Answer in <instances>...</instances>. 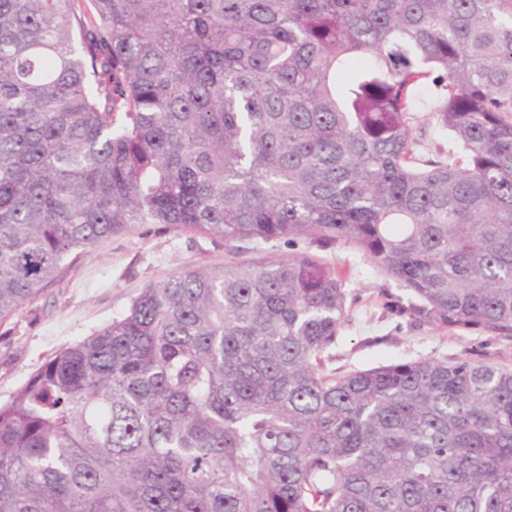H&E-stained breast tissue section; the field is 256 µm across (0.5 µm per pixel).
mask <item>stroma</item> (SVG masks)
Listing matches in <instances>:
<instances>
[{
    "instance_id": "stroma-1",
    "label": "stroma",
    "mask_w": 512,
    "mask_h": 512,
    "mask_svg": "<svg viewBox=\"0 0 512 512\" xmlns=\"http://www.w3.org/2000/svg\"><path fill=\"white\" fill-rule=\"evenodd\" d=\"M308 256L335 269L346 295L347 316L329 349L326 367L343 375L383 364L461 358L512 368V338L478 329L419 323L387 311L405 297L401 285L369 263L353 245L303 238L239 244V260L255 266ZM223 239L172 225L138 224L64 262L59 275L16 314L0 322V402L61 349L93 335L120 315L151 284L200 266L229 260Z\"/></svg>"
}]
</instances>
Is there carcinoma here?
Returning <instances> with one entry per match:
<instances>
[{"label": "carcinoma", "mask_w": 512, "mask_h": 512, "mask_svg": "<svg viewBox=\"0 0 512 512\" xmlns=\"http://www.w3.org/2000/svg\"><path fill=\"white\" fill-rule=\"evenodd\" d=\"M136 224L512 337V0H0V320ZM345 316L311 257L144 288L0 404V512H512V370L328 374Z\"/></svg>", "instance_id": "1"}]
</instances>
